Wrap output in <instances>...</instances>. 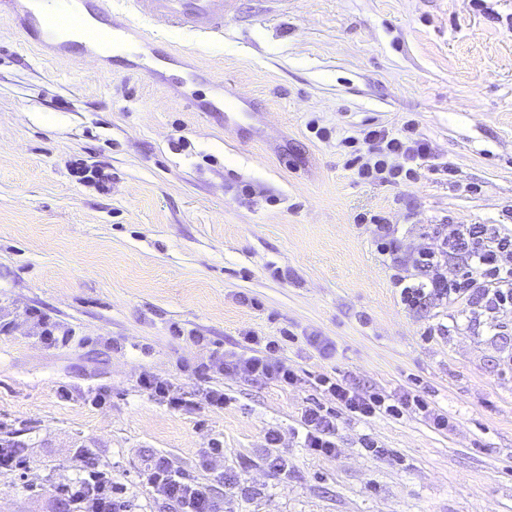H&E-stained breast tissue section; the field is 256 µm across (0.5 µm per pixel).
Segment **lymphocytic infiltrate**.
I'll return each mask as SVG.
<instances>
[{
	"label": "lymphocytic infiltrate",
	"instance_id": "f902f5d3",
	"mask_svg": "<svg viewBox=\"0 0 512 512\" xmlns=\"http://www.w3.org/2000/svg\"><path fill=\"white\" fill-rule=\"evenodd\" d=\"M338 145L347 151L348 167L363 182L396 184L438 170L430 142L415 119L405 121L394 132L382 126H365L342 137ZM357 221L374 225L378 253L389 256L397 268L394 286L403 305L421 310L445 302L475 308L489 328L503 329L500 315L512 309L511 226L421 225L419 235L426 244L410 263L401 252L396 228L384 217L362 213ZM456 257L462 259L463 270L451 278L446 270ZM408 266L413 267V274H405ZM280 350L279 341L249 334L233 350L213 354L211 366L221 374H241L256 383L296 386L303 371L280 358ZM315 384L338 406L331 412L313 405L301 414L303 445L317 455H335L337 416L341 413L361 421L383 415L398 419L416 408L425 413L434 429L444 431L450 425L447 414L416 393L407 391L394 399L380 390H361L348 377L324 373L316 377ZM142 481L174 502L177 512H220L206 486L180 474L166 459L148 464ZM53 492L68 501L69 512H130L125 485L113 480L111 469L106 467L84 466L77 477L56 485Z\"/></svg>",
	"mask_w": 512,
	"mask_h": 512
}]
</instances>
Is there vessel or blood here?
<instances>
[{
    "instance_id": "b4317fda",
    "label": "vessel or blood",
    "mask_w": 512,
    "mask_h": 512,
    "mask_svg": "<svg viewBox=\"0 0 512 512\" xmlns=\"http://www.w3.org/2000/svg\"><path fill=\"white\" fill-rule=\"evenodd\" d=\"M128 10L115 15L112 0H0V17L10 19L41 51L68 54L66 30H74L83 43L143 42L148 33L138 27L141 19L157 29L186 28L213 36L224 31V19L235 0H126ZM246 98L229 91L225 102V129L236 132L246 116Z\"/></svg>"
}]
</instances>
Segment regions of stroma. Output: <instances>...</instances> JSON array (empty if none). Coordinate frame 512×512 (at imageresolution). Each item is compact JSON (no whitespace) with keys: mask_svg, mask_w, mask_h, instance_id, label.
Segmentation results:
<instances>
[{"mask_svg":"<svg viewBox=\"0 0 512 512\" xmlns=\"http://www.w3.org/2000/svg\"><path fill=\"white\" fill-rule=\"evenodd\" d=\"M225 85L252 105L244 136L212 109ZM411 115L448 172L359 183L307 128ZM369 211L409 259L419 224L512 225V0H237L223 35L168 29L99 58L44 56L0 17V440L28 460L0 474V512H62L51 488L75 477L81 448L132 512H175L140 481L159 456L224 512H512V331L490 335L453 305L408 310L372 225L355 221ZM33 312L74 343L39 342ZM441 323L457 329L434 335ZM249 332L291 333L284 356L310 378L182 371ZM332 371L397 397L418 388L453 427L342 414L335 455L314 456L301 413L333 408L313 381ZM144 374L189 407L150 397ZM210 382L224 408L198 406ZM270 428L287 472L265 462ZM215 442L223 457L204 463Z\"/></svg>","mask_w":512,"mask_h":512,"instance_id":"35a3bbf8","label":"stroma"}]
</instances>
